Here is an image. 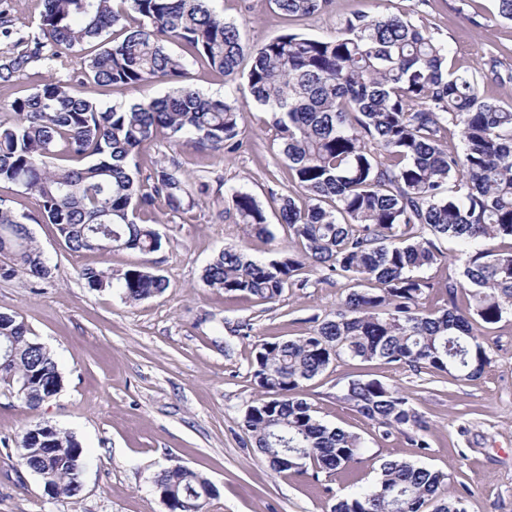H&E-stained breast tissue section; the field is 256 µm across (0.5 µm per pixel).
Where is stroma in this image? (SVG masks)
<instances>
[{
    "instance_id": "1",
    "label": "stroma",
    "mask_w": 512,
    "mask_h": 512,
    "mask_svg": "<svg viewBox=\"0 0 512 512\" xmlns=\"http://www.w3.org/2000/svg\"><path fill=\"white\" fill-rule=\"evenodd\" d=\"M211 6L225 20L245 24L254 43L288 30L329 38L351 13L396 12L427 27L447 47L449 64L472 73L485 97L512 105V21L497 16L496 0H335L332 9L299 20L286 19L269 0H211ZM494 61L497 80L488 76ZM188 70L203 93L239 100L246 139L217 164L185 148L186 170L204 177L210 190L186 212L156 207L161 248L147 255L75 253L54 225L34 223L52 277L37 284L23 275L0 279V312L29 326L64 377L62 391L35 410L0 389V512H167L154 479L175 464L215 486L210 512H331L338 496L371 485L386 459L449 474L453 490L468 489V512H512L510 316L486 329L491 364L478 380L345 358L300 386L297 396L314 406L319 420L362 437L364 451L350 473L317 481L279 475L248 446L243 415L258 394L249 368L255 344L308 335L351 283L320 269L310 272L309 288L270 302L204 288L203 271L225 246L246 245L262 261L291 250L286 227L274 222L270 235H249L226 210L238 190L273 211V195L287 193L292 178L244 79L195 64ZM141 264L168 280L163 294L130 303L118 291L89 289L81 277L88 266ZM354 379H378L407 393L428 425L427 448L397 433L382 438L344 399ZM40 423L71 433L84 448L80 497H51L21 465L22 433Z\"/></svg>"
}]
</instances>
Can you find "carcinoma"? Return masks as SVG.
Returning a JSON list of instances; mask_svg holds the SVG:
<instances>
[{
	"mask_svg": "<svg viewBox=\"0 0 512 512\" xmlns=\"http://www.w3.org/2000/svg\"><path fill=\"white\" fill-rule=\"evenodd\" d=\"M38 31L27 49L0 62V84L28 63L64 70L10 104L0 121V182L34 195L38 215L18 214L0 198V278L52 277L27 222L56 226L73 252L144 254L162 238L142 216L159 203L185 211L183 147L237 152L245 113L185 84L186 58L226 78L250 59L246 82L269 116L293 177V191L274 198L279 223L295 250L256 261L228 246L206 266L205 287L270 302L286 288H307L305 267H324L354 281L333 318L306 336L255 345L250 362L260 394L243 424L250 443L276 474L315 480L349 469L361 437L331 427L293 394L343 358L381 360L415 372L446 373L460 382L489 365L479 331L512 315V106L486 100L474 76L448 72V54L425 28L396 14L356 13L338 35L316 39L287 31L260 45L210 7V0H38ZM300 18L333 0H272ZM182 47L176 55L170 46ZM107 91L170 84L159 98L104 107L78 87ZM458 129L461 148L448 146ZM163 135L171 154L142 175L141 151ZM236 223L269 234L264 207L232 194ZM469 247L459 272L442 284L447 298L426 307L435 287L422 272L445 259L437 242ZM88 288L119 290L127 302L161 294L166 280L146 266L86 268ZM0 387L36 408L55 397L63 376L51 352L15 316L0 313ZM344 399L380 435L397 432L427 447L422 415L408 396L380 380L355 379ZM304 457L283 467V452ZM21 464L54 498L82 491L80 442L44 424L27 430ZM171 512H207L210 481L174 465L154 480ZM466 512L448 475L386 460L369 487L340 496L332 512Z\"/></svg>",
	"mask_w": 512,
	"mask_h": 512,
	"instance_id": "obj_1",
	"label": "carcinoma"
}]
</instances>
